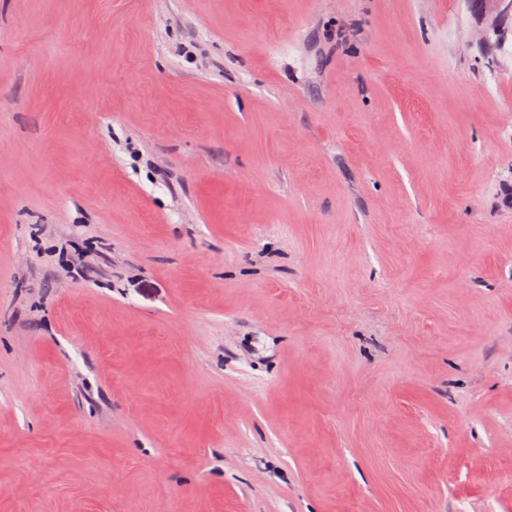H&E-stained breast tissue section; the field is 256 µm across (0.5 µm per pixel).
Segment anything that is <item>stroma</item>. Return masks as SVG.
<instances>
[{
	"label": "stroma",
	"mask_w": 512,
	"mask_h": 512,
	"mask_svg": "<svg viewBox=\"0 0 512 512\" xmlns=\"http://www.w3.org/2000/svg\"><path fill=\"white\" fill-rule=\"evenodd\" d=\"M0 512H512V18L0 0Z\"/></svg>",
	"instance_id": "obj_1"
}]
</instances>
